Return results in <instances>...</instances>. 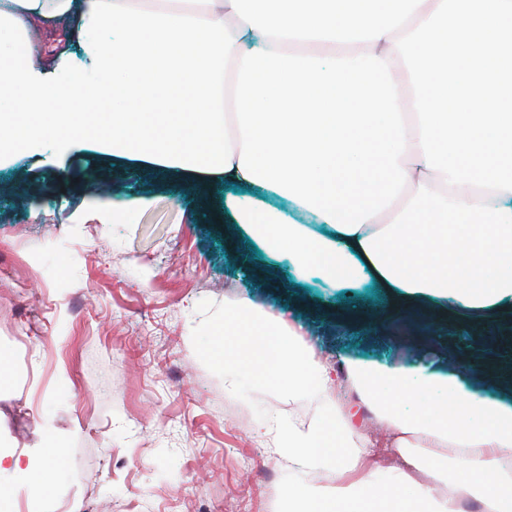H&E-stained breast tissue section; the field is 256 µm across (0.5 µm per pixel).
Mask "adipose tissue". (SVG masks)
<instances>
[{
	"mask_svg": "<svg viewBox=\"0 0 512 512\" xmlns=\"http://www.w3.org/2000/svg\"><path fill=\"white\" fill-rule=\"evenodd\" d=\"M67 14L80 21V52H60L52 69L12 62L39 23ZM378 45L365 59L312 43L294 65L229 0H166L157 11L140 0H0V154L81 136L161 176L178 168L242 187L225 202L227 218L301 279L379 288L381 312L480 320L512 310V193L451 187L426 167L408 70L390 37ZM211 357L226 381L246 372L264 387L278 374L280 399L323 404L309 421L276 428L301 512H378L388 498L396 512H465L468 499L476 512H512V402L494 393L512 368L485 367L488 389L478 392L464 369L342 357L347 384L391 432L380 445L333 399L300 325L244 305ZM382 459L401 476L389 493L375 480ZM312 471L335 472V488L314 489ZM11 475L48 485L28 450H0L4 502L16 493Z\"/></svg>",
	"mask_w": 512,
	"mask_h": 512,
	"instance_id": "ef3b65f1",
	"label": "adipose tissue"
}]
</instances>
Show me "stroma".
I'll return each instance as SVG.
<instances>
[{
    "label": "stroma",
    "instance_id": "35a3bbf8",
    "mask_svg": "<svg viewBox=\"0 0 512 512\" xmlns=\"http://www.w3.org/2000/svg\"><path fill=\"white\" fill-rule=\"evenodd\" d=\"M74 19L42 25L44 61L76 45ZM103 154L58 137L0 156V440L53 436V507L77 512H293L288 456L267 427L289 409L248 375L235 388L209 359L225 311L251 301L302 325L321 361L343 355L449 371L512 360V313L459 330L452 317H385L370 289L295 280L242 224L213 227L237 189L204 199L125 158L98 190ZM135 197L132 217L112 201Z\"/></svg>",
    "mask_w": 512,
    "mask_h": 512
}]
</instances>
